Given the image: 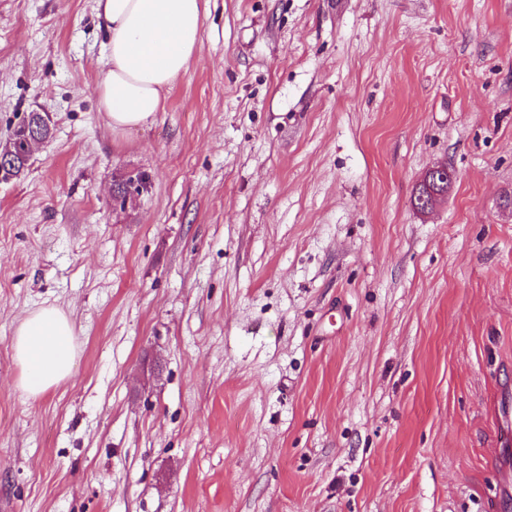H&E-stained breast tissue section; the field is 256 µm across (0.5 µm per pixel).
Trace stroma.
Returning <instances> with one entry per match:
<instances>
[{"mask_svg": "<svg viewBox=\"0 0 512 512\" xmlns=\"http://www.w3.org/2000/svg\"><path fill=\"white\" fill-rule=\"evenodd\" d=\"M202 4L116 134L96 0H0V144L53 128L0 178V512H512V0ZM45 306L76 360L32 400ZM37 116V112H31L29 117L27 116L25 118V121L27 120L26 123H24L19 128L15 129V139H10L0 150L1 152L10 150L16 157H18L20 164L19 167L16 169V176H19L24 172L28 162L25 151V140L27 134L24 131V127L26 126V124L29 127V132L32 131L34 127L41 137H51V129L47 124H40L38 122ZM20 156H22L24 160H21ZM14 357L21 368L19 387L37 398L68 378L75 361V327L55 307L31 312L15 330Z\"/></svg>", "mask_w": 512, "mask_h": 512, "instance_id": "stroma-1", "label": "stroma"}]
</instances>
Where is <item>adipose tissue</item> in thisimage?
Masks as SVG:
<instances>
[{
  "instance_id": "ef3b65f1",
  "label": "adipose tissue",
  "mask_w": 512,
  "mask_h": 512,
  "mask_svg": "<svg viewBox=\"0 0 512 512\" xmlns=\"http://www.w3.org/2000/svg\"><path fill=\"white\" fill-rule=\"evenodd\" d=\"M97 17L107 36L100 109L113 132L144 126L200 42L201 0H97ZM13 350L19 387L37 398L70 376L75 327L57 308L37 309L16 328Z\"/></svg>"
}]
</instances>
